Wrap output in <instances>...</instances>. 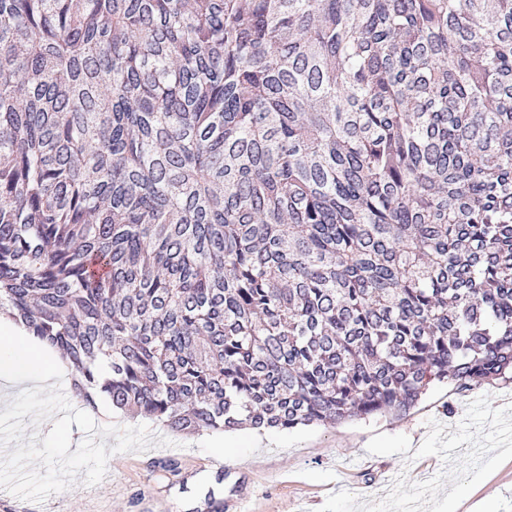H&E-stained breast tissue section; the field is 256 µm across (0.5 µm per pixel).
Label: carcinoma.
Returning a JSON list of instances; mask_svg holds the SVG:
<instances>
[{"instance_id": "obj_1", "label": "carcinoma", "mask_w": 512, "mask_h": 512, "mask_svg": "<svg viewBox=\"0 0 512 512\" xmlns=\"http://www.w3.org/2000/svg\"><path fill=\"white\" fill-rule=\"evenodd\" d=\"M175 432L512 374V0H0V312Z\"/></svg>"}]
</instances>
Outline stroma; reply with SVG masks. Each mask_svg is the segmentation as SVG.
I'll return each instance as SVG.
<instances>
[{
	"instance_id": "1",
	"label": "stroma",
	"mask_w": 512,
	"mask_h": 512,
	"mask_svg": "<svg viewBox=\"0 0 512 512\" xmlns=\"http://www.w3.org/2000/svg\"><path fill=\"white\" fill-rule=\"evenodd\" d=\"M92 417L146 425L153 445L118 453L106 437L113 453L99 484L78 477L40 503L0 494V512H194L210 490L222 512H478L484 499L512 512V379L439 383L405 412L275 429L258 445L248 427L176 433L104 401ZM456 428L466 449L439 456Z\"/></svg>"
}]
</instances>
